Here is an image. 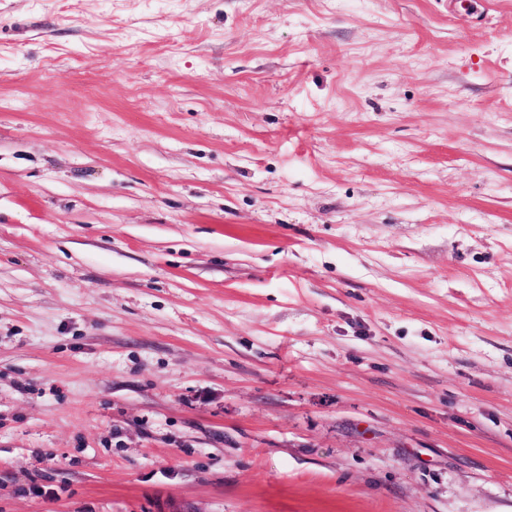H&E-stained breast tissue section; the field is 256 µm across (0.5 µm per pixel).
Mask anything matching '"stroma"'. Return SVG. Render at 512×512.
I'll use <instances>...</instances> for the list:
<instances>
[{
  "mask_svg": "<svg viewBox=\"0 0 512 512\" xmlns=\"http://www.w3.org/2000/svg\"><path fill=\"white\" fill-rule=\"evenodd\" d=\"M0 512H512V0H0Z\"/></svg>",
  "mask_w": 512,
  "mask_h": 512,
  "instance_id": "obj_1",
  "label": "stroma"
}]
</instances>
